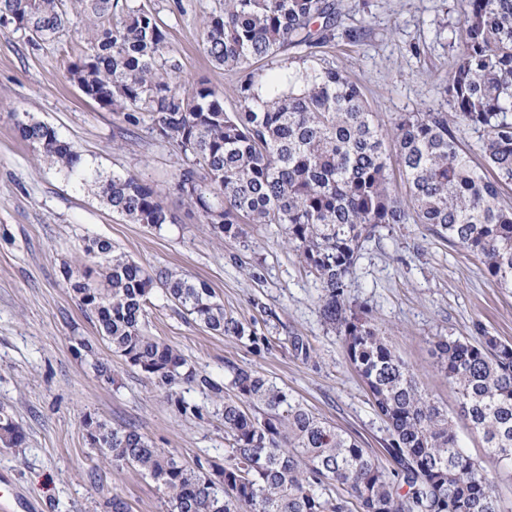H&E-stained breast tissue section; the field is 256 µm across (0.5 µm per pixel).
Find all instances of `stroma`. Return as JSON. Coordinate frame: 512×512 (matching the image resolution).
Here are the masks:
<instances>
[{
  "label": "stroma",
  "instance_id": "obj_1",
  "mask_svg": "<svg viewBox=\"0 0 512 512\" xmlns=\"http://www.w3.org/2000/svg\"><path fill=\"white\" fill-rule=\"evenodd\" d=\"M141 2L165 24L167 51L180 60L185 83L208 81L224 92L226 110L236 111L231 90L238 76L211 64L200 26L220 0ZM335 2L334 35L317 53L361 86L375 118L387 124L406 112L451 111L441 86L458 56V0ZM86 23L80 10H70L63 35L38 45L0 23V410L26 438L22 453L0 447V477L38 512H91L113 491L131 512H167L149 476L98 460L82 426L88 416L135 427L189 466L227 454L224 419L210 397L180 385L179 396L200 411L179 414L146 373L101 342L96 322L62 276L63 264H81L87 237L110 240L147 269L206 281L225 313L248 327L249 336L240 339L218 334L156 292L148 309L152 334L198 372L225 384L231 366L255 370L389 465L386 425L340 336L323 322L318 281L276 225H246L243 244L218 239L179 190V152L143 127L126 135L117 114L79 90L69 66L85 51L80 31ZM17 114L54 127L91 167L148 184L171 222L155 228L112 213L93 187L49 168L17 136ZM347 294L369 310L421 389L447 411L467 454L491 472L502 512H512V464L490 460L432 355L441 336L485 330L512 342V288L501 287L475 256L439 237L432 225L409 223L378 229ZM83 340L110 360L112 383L97 378L80 354Z\"/></svg>",
  "mask_w": 512,
  "mask_h": 512
}]
</instances>
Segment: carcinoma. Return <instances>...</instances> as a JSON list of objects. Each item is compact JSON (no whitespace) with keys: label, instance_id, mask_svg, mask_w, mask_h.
I'll list each match as a JSON object with an SVG mask.
<instances>
[{"label":"carcinoma","instance_id":"carcinoma-1","mask_svg":"<svg viewBox=\"0 0 512 512\" xmlns=\"http://www.w3.org/2000/svg\"><path fill=\"white\" fill-rule=\"evenodd\" d=\"M88 18L83 58L70 74L83 94L122 116L126 130L146 126L188 161L178 187L223 238H245V224H277L301 263L319 281L321 315L342 336L348 360L386 423L387 471L353 437L317 417L250 368L234 367L224 386L189 366L149 334L154 288L185 315L222 335L241 338L245 325L224 314L203 280L148 270L102 238L84 240L92 262L83 274L63 267L85 315L110 351L139 368L184 415L199 407L175 388L194 384L221 405L229 441L224 461L182 463L138 430L87 417L96 451L114 467H130L162 488L169 512H345L342 490L358 512H500L489 470L459 446L448 414L414 380L369 311L347 294L364 244L384 224H432L472 253L502 286L512 288V0H461L465 32L444 93L455 123L482 131L479 151L493 174L471 165L444 112H409L387 128L374 119L360 87L336 63L317 57L338 16L335 0H223L202 19L211 61L239 73L224 92L200 80L187 87L167 34L143 5L122 19H103L115 0H0L34 43L65 31L68 10ZM290 49L297 55L267 73L254 63ZM20 138L44 162L97 195L132 224L168 221L150 186L134 176L88 170L51 126L14 116ZM394 142L391 162L386 142ZM406 187L401 199L395 176ZM454 385L463 415L489 458L512 463V343L484 331L433 346ZM24 434L0 412V445L20 448Z\"/></svg>","mask_w":512,"mask_h":512}]
</instances>
